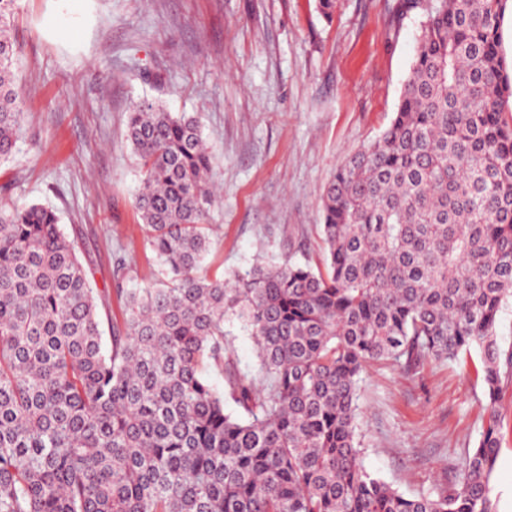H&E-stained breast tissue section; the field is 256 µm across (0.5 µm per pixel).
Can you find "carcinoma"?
Returning <instances> with one entry per match:
<instances>
[{"instance_id":"obj_1","label":"carcinoma","mask_w":512,"mask_h":512,"mask_svg":"<svg viewBox=\"0 0 512 512\" xmlns=\"http://www.w3.org/2000/svg\"><path fill=\"white\" fill-rule=\"evenodd\" d=\"M15 0H0V164L21 136ZM512 0H429L396 112L321 194L323 268L201 274L216 202L196 120L149 101L129 116L136 208L162 278L124 289L103 336L95 288L56 212L0 206V512H496L497 391L512 350ZM253 336L258 372L226 351ZM478 347V446L457 482L408 497L373 477L355 434L360 373ZM224 378L221 392L211 379ZM243 409H224V394ZM496 339L501 349L512 348V301L504 307L496 325ZM225 330L232 340L231 355L239 369L247 374H254L258 361L256 347L250 333L238 321L226 322Z\"/></svg>"}]
</instances>
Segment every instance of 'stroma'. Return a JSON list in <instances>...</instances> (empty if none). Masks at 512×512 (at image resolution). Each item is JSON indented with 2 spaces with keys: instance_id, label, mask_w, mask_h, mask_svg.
<instances>
[{
  "instance_id": "35a3bbf8",
  "label": "stroma",
  "mask_w": 512,
  "mask_h": 512,
  "mask_svg": "<svg viewBox=\"0 0 512 512\" xmlns=\"http://www.w3.org/2000/svg\"><path fill=\"white\" fill-rule=\"evenodd\" d=\"M397 0H15L26 122L0 165V205L53 208L94 287L142 288L161 273L139 219L132 107L196 119L220 197L204 274L232 282L259 264L320 266V194L335 168L388 127L415 57L423 9ZM122 281H115L116 265ZM478 350L414 370L361 375L365 469L405 495L448 486L480 438ZM490 479L512 512V377Z\"/></svg>"
}]
</instances>
